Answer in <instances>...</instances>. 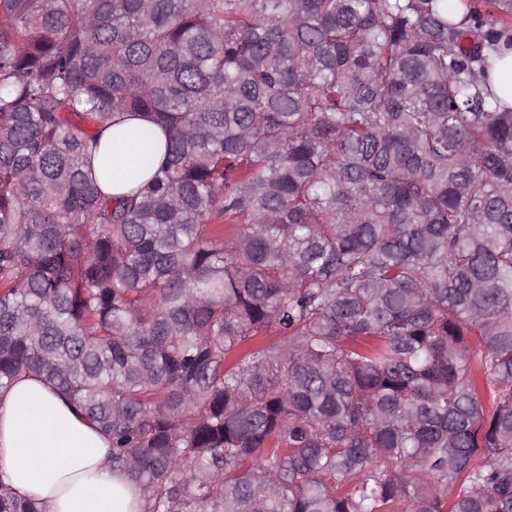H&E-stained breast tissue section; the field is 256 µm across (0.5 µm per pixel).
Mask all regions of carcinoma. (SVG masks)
Instances as JSON below:
<instances>
[{"mask_svg": "<svg viewBox=\"0 0 512 512\" xmlns=\"http://www.w3.org/2000/svg\"><path fill=\"white\" fill-rule=\"evenodd\" d=\"M507 28L466 0H0V393L140 512H512ZM166 135L123 195L122 115ZM0 512H42L0 480ZM494 57L496 63L490 74V83L498 96L512 106V45L502 42ZM124 123L105 131L100 142V152L110 154L109 165L103 160L97 168V175L106 193L117 195L127 192L136 182L146 179L147 172H139L138 162L144 151L160 157L165 146V134L158 130L157 137L148 146L128 139L133 130L149 126L142 117H128Z\"/></svg>", "mask_w": 512, "mask_h": 512, "instance_id": "1", "label": "carcinoma"}]
</instances>
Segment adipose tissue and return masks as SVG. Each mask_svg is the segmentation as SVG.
<instances>
[{
  "mask_svg": "<svg viewBox=\"0 0 512 512\" xmlns=\"http://www.w3.org/2000/svg\"><path fill=\"white\" fill-rule=\"evenodd\" d=\"M145 125L136 116L104 132L100 151L110 162L98 165L97 175L106 193L143 180L142 152L163 153L165 135L147 145L131 140ZM110 455L108 438L44 381L22 379L0 396V472L17 495L37 499L46 512H137L138 487L109 468Z\"/></svg>",
  "mask_w": 512,
  "mask_h": 512,
  "instance_id": "ef3b65f1",
  "label": "adipose tissue"
}]
</instances>
